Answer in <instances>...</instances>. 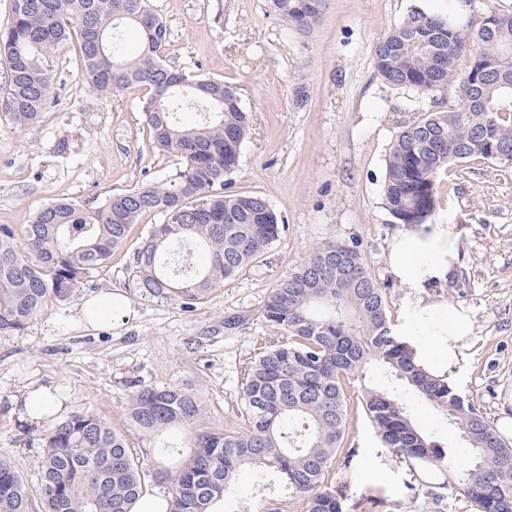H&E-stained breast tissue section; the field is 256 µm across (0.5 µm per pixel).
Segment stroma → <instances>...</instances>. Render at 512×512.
<instances>
[{"label":"stroma","instance_id":"1","mask_svg":"<svg viewBox=\"0 0 512 512\" xmlns=\"http://www.w3.org/2000/svg\"><path fill=\"white\" fill-rule=\"evenodd\" d=\"M165 22V63L235 87L253 115L232 190L264 197L282 217L280 238L254 263L204 295L194 308L148 298L138 285L134 254L162 218L143 214L105 267L63 304H46L23 335L0 336V459L13 462L31 500L46 427L18 418L30 380L60 391L66 412L89 411L111 422L134 454L154 443L130 426L126 409L136 385H179L202 404L201 424L239 432L242 391L258 355L282 335L262 317L270 290L327 241H358L369 274L384 289L388 315L415 318L419 300L470 310L474 331L453 385L498 422L512 415V164L480 160L449 166L435 184L429 225L455 238L460 259L450 279L412 291L392 274L387 256L404 230L383 200L390 148L403 125L425 112L454 108L455 92L432 95L396 86L377 73L374 47L411 10L422 8L470 30L487 8L512 14V0H326L307 31L288 24L270 0H150ZM56 75L53 102L40 121L15 128L0 112V224L22 228L54 200L98 205L107 196L169 178L180 159L152 150L141 104L147 90L114 94L86 83L79 50L70 42L48 49ZM302 83L308 98L296 104ZM123 293L125 309L110 323L81 324V302L104 291ZM243 327L228 330L225 317ZM346 446L352 467L332 464L329 483L342 489L345 512H474L452 493L446 473L396 458L381 448L357 406H350ZM249 512H305L277 490L242 473L235 497Z\"/></svg>","mask_w":512,"mask_h":512}]
</instances>
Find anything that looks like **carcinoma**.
Listing matches in <instances>:
<instances>
[{
  "label": "carcinoma",
  "instance_id": "carcinoma-1",
  "mask_svg": "<svg viewBox=\"0 0 512 512\" xmlns=\"http://www.w3.org/2000/svg\"><path fill=\"white\" fill-rule=\"evenodd\" d=\"M301 0H271L302 31L321 17ZM145 13L144 25L135 16ZM11 22L0 29L8 92L0 110L24 129L51 104L47 49L76 40L89 85L102 93L131 85L149 89L141 112L151 148L173 152L180 166L161 183L109 195L92 207L55 200L21 233L0 225V335L18 336L46 302L67 301L147 212L162 222L135 253L138 288L148 298L190 308L221 288L281 235L269 202L228 189L251 116L233 86L168 67L159 50L163 20L149 0H11ZM490 27L464 32L433 13L411 12L376 43L385 81L429 93L454 88L456 108L425 112L395 139L386 164L385 205L397 224L426 223L435 182L452 162L512 163V14L488 8ZM138 29V55L125 51L124 30ZM469 57L458 70L461 57ZM199 112L195 125L181 121ZM263 318L284 341L250 367L242 393L244 430L198 427L197 395L176 385H138L128 405L131 425L146 436L178 428L183 446L156 449L148 469L127 439L89 411L48 427L40 471V512H129L146 479L167 490L170 512H208L231 493L239 472L273 479L306 512H344V499L325 481L332 464L350 467L344 452L351 385L384 447L398 459L448 473L452 490L477 512H512V444L470 401L415 362L397 336L384 289L367 272L356 243L332 241L288 272L270 291ZM418 397L456 427L471 463L424 433L413 419ZM30 495L15 465L0 461V512H29Z\"/></svg>",
  "mask_w": 512,
  "mask_h": 512
}]
</instances>
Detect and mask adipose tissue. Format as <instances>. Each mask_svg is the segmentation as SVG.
Returning <instances> with one entry per match:
<instances>
[{
	"label": "adipose tissue",
	"mask_w": 512,
	"mask_h": 512,
	"mask_svg": "<svg viewBox=\"0 0 512 512\" xmlns=\"http://www.w3.org/2000/svg\"><path fill=\"white\" fill-rule=\"evenodd\" d=\"M388 261L401 284L413 289L422 288L428 282L452 274L457 261L456 242L440 227L429 232L408 230L392 244ZM472 330L473 318L469 312L449 308L437 341L415 345L417 362L433 374L453 375ZM63 408L58 396L45 386L34 382L27 384L21 407L22 418L47 423L59 416Z\"/></svg>",
	"instance_id": "adipose-tissue-1"
}]
</instances>
